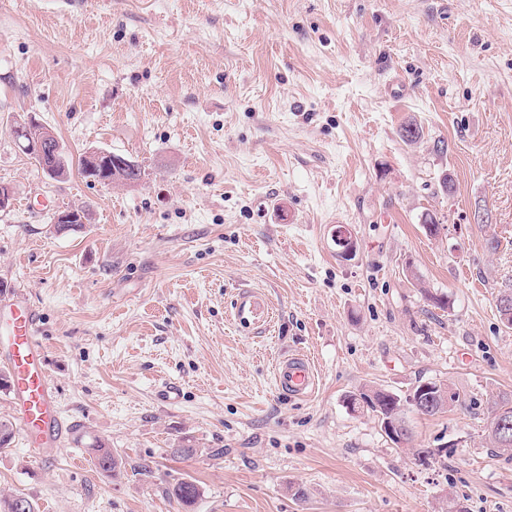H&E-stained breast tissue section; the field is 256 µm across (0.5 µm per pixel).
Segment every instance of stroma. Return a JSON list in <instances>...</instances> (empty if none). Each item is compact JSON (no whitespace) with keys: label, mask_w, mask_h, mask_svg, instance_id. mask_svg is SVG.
Returning a JSON list of instances; mask_svg holds the SVG:
<instances>
[{"label":"stroma","mask_w":512,"mask_h":512,"mask_svg":"<svg viewBox=\"0 0 512 512\" xmlns=\"http://www.w3.org/2000/svg\"><path fill=\"white\" fill-rule=\"evenodd\" d=\"M29 112L71 160L108 149L142 179L45 178L6 132ZM0 184V313L34 310L66 427L45 451L15 432L0 497L182 512L183 480L192 512H512V458L487 437L512 393L495 306L512 282V0H0ZM66 207L88 221L55 233ZM295 351L317 367L309 400L274 387ZM421 381L460 400L407 410L408 449L347 407ZM169 384L177 401L157 396ZM94 451L96 453L97 467L102 474L112 477L120 471L122 466V460L112 454L110 448L102 443L95 446Z\"/></svg>","instance_id":"1"}]
</instances>
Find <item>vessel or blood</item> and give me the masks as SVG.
I'll list each match as a JSON object with an SVG mask.
<instances>
[{
    "label": "vessel or blood",
    "mask_w": 512,
    "mask_h": 512,
    "mask_svg": "<svg viewBox=\"0 0 512 512\" xmlns=\"http://www.w3.org/2000/svg\"><path fill=\"white\" fill-rule=\"evenodd\" d=\"M11 319L0 340L4 341L9 362V390L14 412L32 447L60 442L65 426L55 411V396L50 387L44 361L43 344L27 306L12 303ZM279 393L292 399L312 397L318 389V375L313 360L305 354L285 357L275 374Z\"/></svg>",
    "instance_id": "obj_1"
}]
</instances>
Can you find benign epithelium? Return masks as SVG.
<instances>
[{"mask_svg": "<svg viewBox=\"0 0 512 512\" xmlns=\"http://www.w3.org/2000/svg\"><path fill=\"white\" fill-rule=\"evenodd\" d=\"M9 136L25 152L32 154L40 161L50 160L46 174L54 179L65 178L67 172L65 151L52 130L39 123L33 116L17 115L8 127ZM83 163L91 171L99 165H106L118 174L117 182L131 185L141 180L139 167L133 161L101 148H92L83 155ZM84 212L71 208L59 210L53 215V224H83Z\"/></svg>", "mask_w": 512, "mask_h": 512, "instance_id": "7a95c632", "label": "benign epithelium"}]
</instances>
